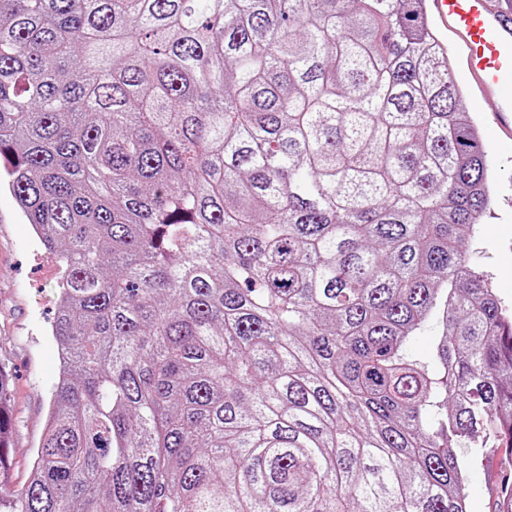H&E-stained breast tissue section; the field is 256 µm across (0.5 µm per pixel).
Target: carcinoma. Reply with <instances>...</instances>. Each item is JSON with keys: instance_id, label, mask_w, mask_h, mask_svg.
<instances>
[{"instance_id": "carcinoma-1", "label": "carcinoma", "mask_w": 512, "mask_h": 512, "mask_svg": "<svg viewBox=\"0 0 512 512\" xmlns=\"http://www.w3.org/2000/svg\"><path fill=\"white\" fill-rule=\"evenodd\" d=\"M424 2L0 0V185L60 259L0 512H467L512 317L465 256L489 150Z\"/></svg>"}]
</instances>
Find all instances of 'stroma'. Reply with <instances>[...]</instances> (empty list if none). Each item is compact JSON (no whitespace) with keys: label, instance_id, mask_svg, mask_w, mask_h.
Returning a JSON list of instances; mask_svg holds the SVG:
<instances>
[{"label":"stroma","instance_id":"stroma-1","mask_svg":"<svg viewBox=\"0 0 512 512\" xmlns=\"http://www.w3.org/2000/svg\"><path fill=\"white\" fill-rule=\"evenodd\" d=\"M462 106L476 118L493 159L494 202L478 238L468 244L470 265L489 275L503 306L512 312V139L495 132L490 105L464 92ZM58 266L45 254L7 190H0V368L11 376L8 408L14 426L0 475L16 488L28 483L57 379V342L50 322L56 311ZM512 473L505 442L474 448L465 464L469 512H493L502 472Z\"/></svg>","mask_w":512,"mask_h":512}]
</instances>
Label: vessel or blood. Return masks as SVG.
<instances>
[{"instance_id": "b4317fda", "label": "vessel or blood", "mask_w": 512, "mask_h": 512, "mask_svg": "<svg viewBox=\"0 0 512 512\" xmlns=\"http://www.w3.org/2000/svg\"><path fill=\"white\" fill-rule=\"evenodd\" d=\"M440 29L462 47L461 70L479 102L494 106L495 128L512 133V17L494 0H428Z\"/></svg>"}]
</instances>
